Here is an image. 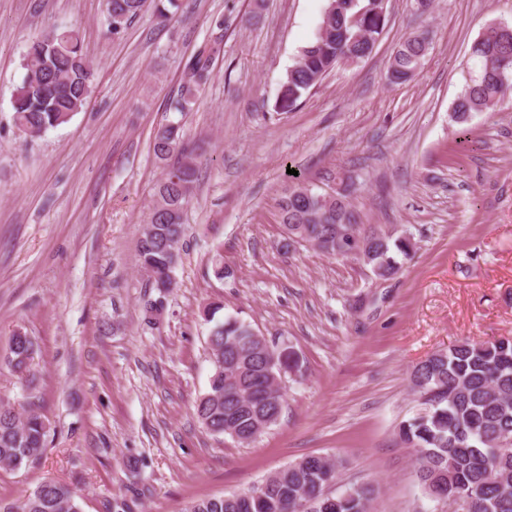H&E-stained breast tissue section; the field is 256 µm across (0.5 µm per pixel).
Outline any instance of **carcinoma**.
I'll return each mask as SVG.
<instances>
[{
  "label": "carcinoma",
  "instance_id": "1",
  "mask_svg": "<svg viewBox=\"0 0 512 512\" xmlns=\"http://www.w3.org/2000/svg\"><path fill=\"white\" fill-rule=\"evenodd\" d=\"M147 0H102L112 33L130 25ZM388 16L378 0H328L315 39L303 47L280 84L274 103L278 114L294 110L300 99L339 65H353L368 57L386 29ZM485 29L472 44L475 71L453 104L456 121L474 112H493L512 103V27ZM429 51L426 34L418 33L394 48L389 67L393 83L412 79L422 69ZM221 41L199 48L186 62L189 78L173 97L170 110L187 112L196 103L202 85L212 73ZM25 77L17 87L12 108L17 128L36 136L68 123L93 91V65L73 30L51 29L32 37L22 58ZM153 152L165 164L157 183L147 227L139 241L140 267L155 282L176 287L171 267L180 252L183 218L198 183L195 150L182 143L180 124L160 125ZM350 186L334 194H320L300 181L280 203V224L293 235L284 247L300 243L329 256H348L341 246L329 245L336 228L344 238L369 232L371 245L358 254L378 279L398 270L394 253L410 256L414 245L382 228H365L350 201ZM220 305L204 308L212 324L207 349L212 364L207 391L196 403V415L214 435L236 434L249 444L275 425L274 403L284 404L279 368L267 367L259 330L236 317L215 318ZM36 343L18 329L10 338L8 355L0 362L20 377H28ZM418 395L416 416L399 427L404 443L419 454L416 478L424 494L450 505L469 491L474 500L467 512H512V451L501 442L512 435V339L462 341L438 350L410 373ZM49 423L34 408L18 413L13 403L0 399V468L18 470L38 463L44 455ZM337 464L307 456L273 473L272 487H252L239 494L203 498L186 512H304L302 503L314 502L317 512H369L374 488L370 484L332 492ZM0 512H81L73 492L56 482L43 481L19 504L0 506Z\"/></svg>",
  "mask_w": 512,
  "mask_h": 512
}]
</instances>
